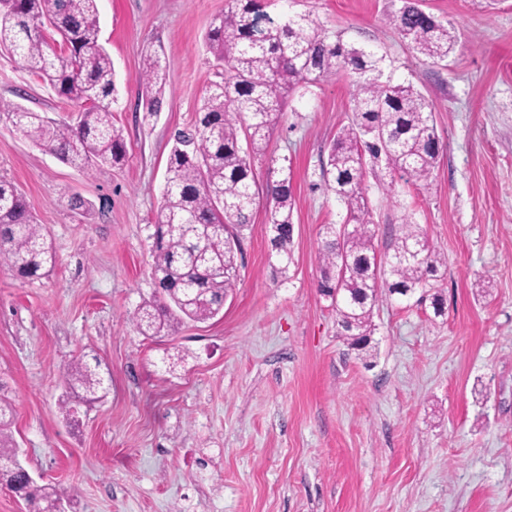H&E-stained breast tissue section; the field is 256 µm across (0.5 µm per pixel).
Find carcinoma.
<instances>
[{
  "label": "carcinoma",
  "instance_id": "obj_1",
  "mask_svg": "<svg viewBox=\"0 0 512 512\" xmlns=\"http://www.w3.org/2000/svg\"><path fill=\"white\" fill-rule=\"evenodd\" d=\"M3 1L0 48L18 56L79 110L75 122L56 123L0 101V117H6L13 132L75 167L123 161V133L112 121L115 70L99 43L98 0ZM386 22L434 63L447 59L456 43L454 32L414 0L388 11ZM50 28L65 46L49 42L45 31ZM206 39L224 74L210 83L196 124L175 136L169 153L152 235L155 291L133 316L139 333L160 336L221 312L237 279L241 234L250 226L256 204L252 162L264 154L288 92L301 82L327 80L341 69L355 77L356 107L351 123L331 144L321 177L344 205L346 220L339 227L323 226L320 295L330 301L357 350L369 345L371 315L382 289L409 297L430 288L433 312L443 315L442 295L430 283L442 264L440 255L406 221L393 254L378 256L366 188L370 159L384 162L390 173L428 184L443 146L425 97L409 85L382 80V58L375 52L328 36L308 14L284 10L273 16L261 0H230ZM138 81L146 89L144 119L149 121L160 112L166 85V66L157 52L146 51ZM265 199L271 207V246L284 272L293 232L288 168L269 170ZM0 264L22 278L48 273L56 265L55 252L25 196L7 181H0ZM100 366L96 358L67 368L65 385L82 391L76 395L79 401L93 403L108 394L112 379L105 378ZM12 422L11 403L0 396V488L21 482L28 473L13 444ZM64 497V490L35 482L33 512H56Z\"/></svg>",
  "mask_w": 512,
  "mask_h": 512
}]
</instances>
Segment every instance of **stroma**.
Listing matches in <instances>:
<instances>
[{
    "mask_svg": "<svg viewBox=\"0 0 512 512\" xmlns=\"http://www.w3.org/2000/svg\"><path fill=\"white\" fill-rule=\"evenodd\" d=\"M400 0H269L374 49L385 77L430 103L444 151L429 186L370 165L378 255L403 222L445 257V313L380 297L372 352L352 350L318 290L322 229L345 208L320 177L355 109L352 76L299 84L268 166L291 170L292 261L280 274L267 204L241 239L239 276L218 316L165 336L133 323L154 290L151 245L177 130L217 74L205 43L229 0H99L126 157L82 169L0 120V178L25 196L57 265L23 280L0 266V395L22 460L64 488L67 512H512V0H420L453 27L431 63L385 21ZM167 67L162 110L143 122V50ZM0 98L62 123L77 115L0 49ZM90 210H73L70 196ZM99 359L103 401L66 415L64 370Z\"/></svg>",
    "mask_w": 512,
    "mask_h": 512,
    "instance_id": "obj_1",
    "label": "stroma"
}]
</instances>
